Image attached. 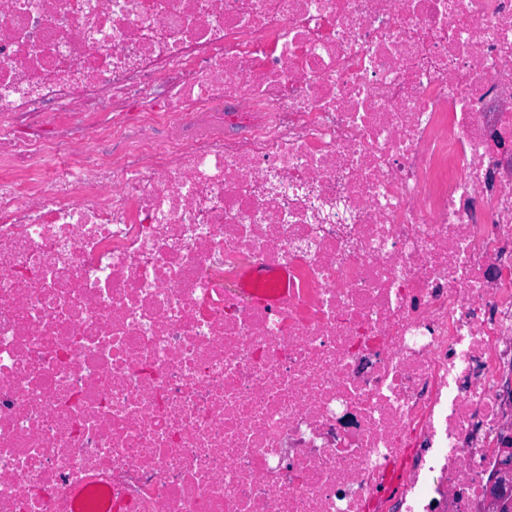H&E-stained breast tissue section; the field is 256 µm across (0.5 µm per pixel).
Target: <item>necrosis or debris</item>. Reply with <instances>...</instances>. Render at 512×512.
Here are the masks:
<instances>
[{"label": "necrosis or debris", "mask_w": 512, "mask_h": 512, "mask_svg": "<svg viewBox=\"0 0 512 512\" xmlns=\"http://www.w3.org/2000/svg\"><path fill=\"white\" fill-rule=\"evenodd\" d=\"M511 437L512 0H0V512H489Z\"/></svg>", "instance_id": "necrosis-or-debris-1"}]
</instances>
